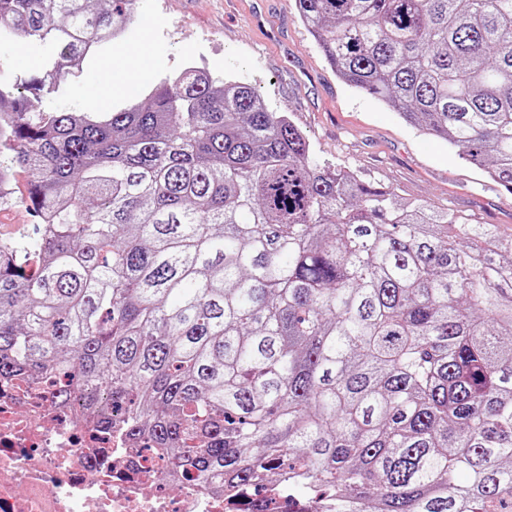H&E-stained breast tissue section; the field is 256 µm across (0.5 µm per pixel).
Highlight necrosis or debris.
Returning <instances> with one entry per match:
<instances>
[{
  "mask_svg": "<svg viewBox=\"0 0 512 512\" xmlns=\"http://www.w3.org/2000/svg\"><path fill=\"white\" fill-rule=\"evenodd\" d=\"M143 441L60 414L47 387H0V512H315L297 494L264 506L231 502L196 479L169 476Z\"/></svg>",
  "mask_w": 512,
  "mask_h": 512,
  "instance_id": "4bbe7bcc",
  "label": "necrosis or debris"
}]
</instances>
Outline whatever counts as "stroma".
Returning a JSON list of instances; mask_svg holds the SVG:
<instances>
[{"instance_id": "stroma-1", "label": "stroma", "mask_w": 512, "mask_h": 512, "mask_svg": "<svg viewBox=\"0 0 512 512\" xmlns=\"http://www.w3.org/2000/svg\"><path fill=\"white\" fill-rule=\"evenodd\" d=\"M155 30L154 78L178 75L188 63L213 76L255 86L269 108L286 113L323 164L355 171L374 186H388L402 201L468 215L512 234V193L460 157L458 147L422 134L394 110L333 71L301 22L295 0H139ZM0 39V82L35 112L79 101L107 112L112 100L87 95V75H69L58 89L32 90V74L56 68V53L17 47Z\"/></svg>"}]
</instances>
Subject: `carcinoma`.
Wrapping results in <instances>:
<instances>
[{
  "instance_id": "obj_1",
  "label": "carcinoma",
  "mask_w": 512,
  "mask_h": 512,
  "mask_svg": "<svg viewBox=\"0 0 512 512\" xmlns=\"http://www.w3.org/2000/svg\"><path fill=\"white\" fill-rule=\"evenodd\" d=\"M0 0L81 71L136 0ZM337 75L512 193V0H295ZM0 381L142 436L234 500L512 512V238L317 162L255 87L194 64L110 112L0 86ZM466 478H461V475ZM30 174L26 171L17 170L15 181V195L12 197L13 204L0 206V227L11 233V237L22 227L23 224H36L32 213L20 201L27 194L28 180Z\"/></svg>"
}]
</instances>
